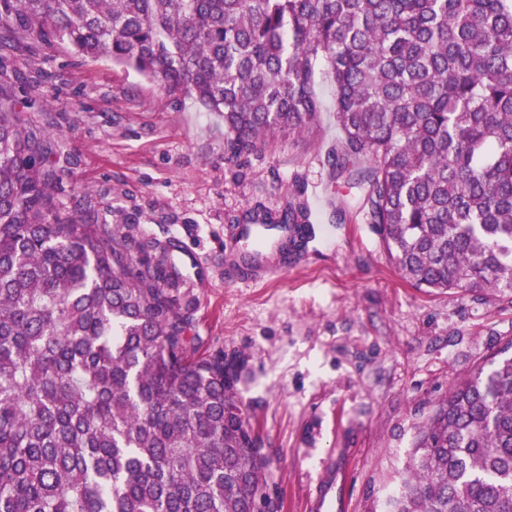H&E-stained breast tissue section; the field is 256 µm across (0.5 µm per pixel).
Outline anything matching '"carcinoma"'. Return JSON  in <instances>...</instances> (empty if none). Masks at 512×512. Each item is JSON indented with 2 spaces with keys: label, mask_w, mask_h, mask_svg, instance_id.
Returning a JSON list of instances; mask_svg holds the SVG:
<instances>
[{
  "label": "carcinoma",
  "mask_w": 512,
  "mask_h": 512,
  "mask_svg": "<svg viewBox=\"0 0 512 512\" xmlns=\"http://www.w3.org/2000/svg\"><path fill=\"white\" fill-rule=\"evenodd\" d=\"M108 57L224 121L225 157L316 127L325 62L359 192L418 288L512 300V0H0V512H278L236 399L200 351L170 242L63 213L52 134L18 116L11 43ZM243 223L310 237L293 198ZM389 512H512V342L424 422Z\"/></svg>",
  "instance_id": "1"
}]
</instances>
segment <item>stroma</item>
I'll list each match as a JSON object with an SVG mask.
<instances>
[{"label": "stroma", "instance_id": "1", "mask_svg": "<svg viewBox=\"0 0 512 512\" xmlns=\"http://www.w3.org/2000/svg\"><path fill=\"white\" fill-rule=\"evenodd\" d=\"M11 58L32 98L24 119L55 134L61 211L86 194L92 222L176 241L179 295L195 303L202 351L239 359L237 399L272 460L280 512H307L324 465L347 474L349 512H387L435 405L512 341V303L414 287L370 225L337 223L329 78L312 131L230 161L217 115L107 58L26 41ZM293 197L319 216L301 257L272 258L275 274L256 283L230 277L238 219Z\"/></svg>", "mask_w": 512, "mask_h": 512}]
</instances>
